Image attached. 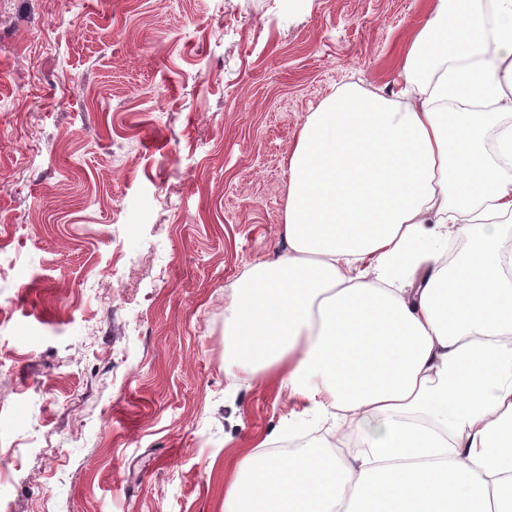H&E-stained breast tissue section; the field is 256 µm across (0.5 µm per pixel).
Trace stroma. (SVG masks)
<instances>
[{
    "mask_svg": "<svg viewBox=\"0 0 512 512\" xmlns=\"http://www.w3.org/2000/svg\"><path fill=\"white\" fill-rule=\"evenodd\" d=\"M433 4L0 0V512H224L235 458L323 438L226 374V294L308 115L395 91Z\"/></svg>",
    "mask_w": 512,
    "mask_h": 512,
    "instance_id": "stroma-1",
    "label": "stroma"
}]
</instances>
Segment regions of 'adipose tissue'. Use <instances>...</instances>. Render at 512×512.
<instances>
[{"mask_svg":"<svg viewBox=\"0 0 512 512\" xmlns=\"http://www.w3.org/2000/svg\"><path fill=\"white\" fill-rule=\"evenodd\" d=\"M490 2L436 0L400 90L344 86L301 127L286 248L233 285L224 357L337 445L255 447L224 512H512V0Z\"/></svg>","mask_w":512,"mask_h":512,"instance_id":"obj_1","label":"adipose tissue"}]
</instances>
